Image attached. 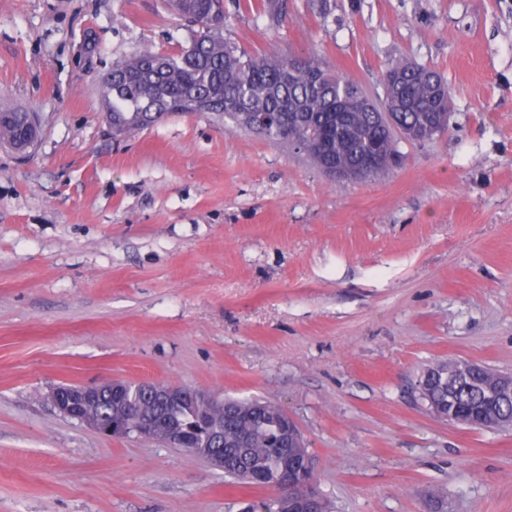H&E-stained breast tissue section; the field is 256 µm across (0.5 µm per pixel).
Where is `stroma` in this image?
<instances>
[{
    "instance_id": "stroma-1",
    "label": "stroma",
    "mask_w": 512,
    "mask_h": 512,
    "mask_svg": "<svg viewBox=\"0 0 512 512\" xmlns=\"http://www.w3.org/2000/svg\"><path fill=\"white\" fill-rule=\"evenodd\" d=\"M226 39L321 57L369 94L409 58L451 88L447 132L338 183L211 114L113 135L119 59L176 55L164 0H0V98L34 113L0 146V512H240L267 489L113 437L49 395L106 379L279 404L328 512H512V431L435 417L421 370L512 373V0H288Z\"/></svg>"
}]
</instances>
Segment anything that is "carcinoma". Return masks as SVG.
I'll return each mask as SVG.
<instances>
[{"instance_id": "obj_1", "label": "carcinoma", "mask_w": 512, "mask_h": 512, "mask_svg": "<svg viewBox=\"0 0 512 512\" xmlns=\"http://www.w3.org/2000/svg\"><path fill=\"white\" fill-rule=\"evenodd\" d=\"M180 15L196 24L209 20V29L196 30L191 46L178 56L140 52L116 62L102 79V102L114 129H143L176 113L211 112L252 130L246 117L266 112L275 118L259 135L300 151L313 135L326 138L324 151L305 152L323 168L357 165L371 143L377 147L375 173L389 170L404 156L401 138L385 132L379 113L361 111L355 94L361 85L338 74L322 60L299 63L287 57L251 54L224 39V0H169ZM267 28L279 27L288 15V0H264ZM383 74L397 77L379 104L395 105L400 125L423 127L432 116L430 106L438 94L451 95L447 80L437 71L409 59L390 63ZM37 135L31 115L0 103V143L18 150L30 146ZM480 365L436 362L419 377L421 399L428 408L445 410L448 399L462 409L480 411L485 393L479 386ZM201 407L164 404L152 392L131 386L121 407L105 398L90 409L96 418L121 421L131 428L144 418L157 417L186 429L183 449L197 455L198 444L224 446V476L248 485L275 489L288 457L277 448L282 439L284 410L267 400L224 399L220 434L195 430Z\"/></svg>"}]
</instances>
